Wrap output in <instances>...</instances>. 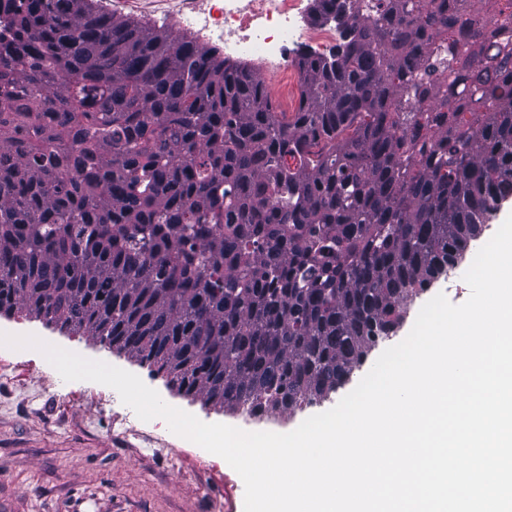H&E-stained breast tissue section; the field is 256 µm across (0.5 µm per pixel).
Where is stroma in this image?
Returning <instances> with one entry per match:
<instances>
[{
  "mask_svg": "<svg viewBox=\"0 0 512 512\" xmlns=\"http://www.w3.org/2000/svg\"><path fill=\"white\" fill-rule=\"evenodd\" d=\"M106 12L160 29L180 30L177 18L162 14L149 0H102ZM477 254L469 248L447 276L407 305L404 321L368 353L349 380L325 401L243 423L237 414L203 404L171 388L165 377L94 342L17 313L0 316V332L37 335L67 350L111 359L141 378L169 405L206 423L287 433L306 418L334 407L369 372L380 354L411 331L421 307L442 293L465 302L463 279ZM8 370H0V512H242L241 477L220 456L142 421L106 385L66 382L41 354L15 350Z\"/></svg>",
  "mask_w": 512,
  "mask_h": 512,
  "instance_id": "stroma-1",
  "label": "stroma"
}]
</instances>
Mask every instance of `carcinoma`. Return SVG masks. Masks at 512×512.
Segmentation results:
<instances>
[{
    "instance_id": "carcinoma-1",
    "label": "carcinoma",
    "mask_w": 512,
    "mask_h": 512,
    "mask_svg": "<svg viewBox=\"0 0 512 512\" xmlns=\"http://www.w3.org/2000/svg\"><path fill=\"white\" fill-rule=\"evenodd\" d=\"M474 9L512 0H311L289 116L185 34L0 0V315L224 410L327 399L512 197V38L442 54Z\"/></svg>"
}]
</instances>
